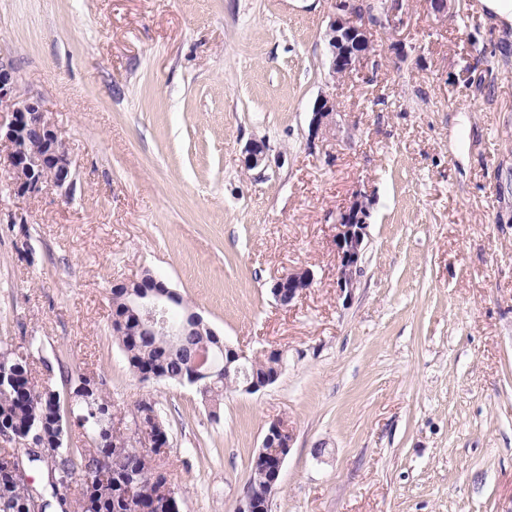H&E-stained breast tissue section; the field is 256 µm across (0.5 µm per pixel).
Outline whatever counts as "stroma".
I'll return each mask as SVG.
<instances>
[{
	"mask_svg": "<svg viewBox=\"0 0 512 512\" xmlns=\"http://www.w3.org/2000/svg\"><path fill=\"white\" fill-rule=\"evenodd\" d=\"M339 2L0 0V55L75 171L19 196L0 166V346L35 344L60 391L95 376L122 425L152 404L182 512H237L274 421L272 512H512V33L477 0H401L335 78ZM359 193L347 294L336 222ZM147 272L248 356L284 351L278 380L216 400L139 381L111 289ZM369 216L365 196L357 194L339 216L336 252L339 258L337 288L344 293L354 288L363 256V242ZM313 282V274L309 269L289 272L276 279L270 288L273 297L280 305L288 306Z\"/></svg>",
	"mask_w": 512,
	"mask_h": 512,
	"instance_id": "35a3bbf8",
	"label": "stroma"
}]
</instances>
